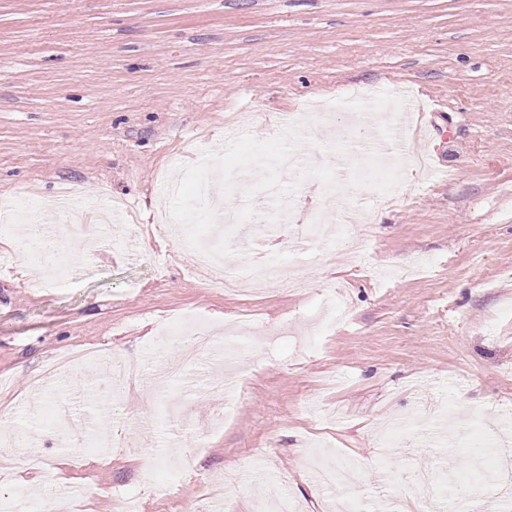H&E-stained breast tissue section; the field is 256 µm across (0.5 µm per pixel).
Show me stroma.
<instances>
[{"label": "stroma", "instance_id": "1", "mask_svg": "<svg viewBox=\"0 0 512 512\" xmlns=\"http://www.w3.org/2000/svg\"><path fill=\"white\" fill-rule=\"evenodd\" d=\"M355 89L416 101L442 177L367 164ZM289 149L325 162L286 177L270 158ZM208 153L217 204L196 177ZM73 185L90 248L63 221L0 233V493L16 512L73 484L71 512H194L227 471L232 512L284 496L336 512L312 448L364 459L351 493L384 490L397 512L419 509L409 474L492 471L512 422V0H0V202L46 211ZM195 205L239 215L232 234L193 226L225 273L265 254L308 289L248 301L196 274L156 222ZM359 211L377 217L360 250L305 232L324 216L356 235ZM168 310L211 341L161 385L179 358L156 326ZM88 347L129 368L111 402L91 363L33 397L57 355ZM457 398L437 434L428 405Z\"/></svg>", "mask_w": 512, "mask_h": 512}]
</instances>
